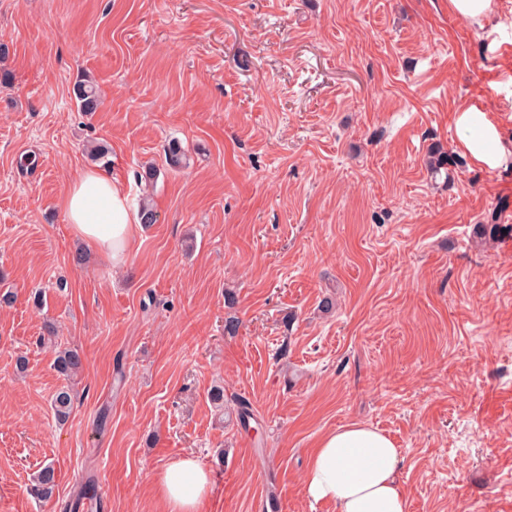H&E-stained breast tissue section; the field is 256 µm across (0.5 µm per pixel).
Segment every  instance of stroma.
<instances>
[{
    "label": "stroma",
    "instance_id": "1",
    "mask_svg": "<svg viewBox=\"0 0 512 512\" xmlns=\"http://www.w3.org/2000/svg\"><path fill=\"white\" fill-rule=\"evenodd\" d=\"M493 3L480 27L448 0H0V512H169L157 475L186 456L201 512H336L304 473L352 423L399 448L409 512H512V163H476L456 124L474 108L512 141ZM84 170L156 213L122 267L61 210Z\"/></svg>",
    "mask_w": 512,
    "mask_h": 512
}]
</instances>
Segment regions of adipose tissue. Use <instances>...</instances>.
<instances>
[{
	"mask_svg": "<svg viewBox=\"0 0 512 512\" xmlns=\"http://www.w3.org/2000/svg\"><path fill=\"white\" fill-rule=\"evenodd\" d=\"M457 124L469 130L461 146L478 164L496 168L512 159V145L503 142L486 113L464 110ZM62 207L77 238L93 243L113 267L125 265L141 218L120 183L101 172L84 171L71 183ZM400 468L399 450L385 433L349 424L324 435L312 451L305 492L313 500L334 503L336 512H408ZM158 486L170 512H198L210 474L186 457L163 466Z\"/></svg>",
	"mask_w": 512,
	"mask_h": 512,
	"instance_id": "adipose-tissue-1",
	"label": "adipose tissue"
}]
</instances>
